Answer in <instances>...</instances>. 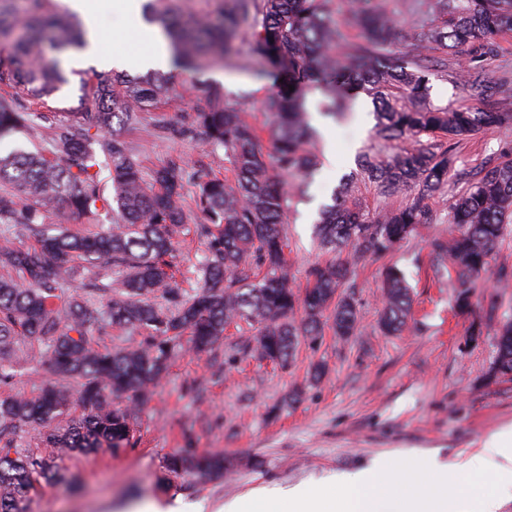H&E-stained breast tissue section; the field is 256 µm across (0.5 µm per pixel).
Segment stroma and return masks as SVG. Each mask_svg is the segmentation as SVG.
<instances>
[{"label": "stroma", "mask_w": 512, "mask_h": 512, "mask_svg": "<svg viewBox=\"0 0 512 512\" xmlns=\"http://www.w3.org/2000/svg\"><path fill=\"white\" fill-rule=\"evenodd\" d=\"M480 84L429 78L435 103L473 105L482 85L512 80V35L496 39ZM223 74L226 103L242 111L260 132L271 124L261 100L277 81L275 70L255 57L248 43L237 42L224 62L185 71L172 69L168 102L145 111L188 116L205 101L215 74ZM323 94L311 87L304 107L319 134L323 160L307 197H293L283 216L288 266L294 287L306 285L307 270L327 260L312 225L303 221L316 199H329L343 175L355 171L359 153L377 147V123L371 99L357 94L349 112L339 118L321 111ZM132 156L144 169L167 159L183 161L189 175H228L223 149L191 139H171L129 131ZM456 166L479 167L487 160H512V129H490L455 145ZM466 189L449 178L444 191L431 199L434 221L391 253L367 256L354 267L348 285L358 301L360 332L343 340L324 327L317 341L299 345L289 367L255 359L244 352L255 329L246 323L227 327L209 353H195L182 344L168 373L147 400L132 407L133 437L126 447L82 456L51 450L37 432L23 429L14 437L22 451L54 456L74 482L38 484L30 512H120L129 503L151 499L174 504L183 500L200 512H218L224 502L273 486H320L340 473H354L373 459H389L405 469L417 458L437 456L446 462L479 453L482 443L512 426V378H489L496 355L500 322L512 318V286L492 277L477 280L471 290L472 310L455 308L458 291L452 272L434 276L430 242L448 236L451 204ZM397 266L414 299L407 329L399 336L378 328L382 302L378 287L385 267ZM482 334L471 339V324ZM40 342L20 340L14 355L26 369L13 383L0 385V399L32 397L50 381L35 359ZM325 373L313 379L312 369ZM185 450L197 455L220 453L227 470L206 482L165 468L167 456Z\"/></svg>", "instance_id": "stroma-1"}]
</instances>
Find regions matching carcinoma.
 Returning <instances> with one entry per match:
<instances>
[{
  "label": "carcinoma",
  "mask_w": 512,
  "mask_h": 512,
  "mask_svg": "<svg viewBox=\"0 0 512 512\" xmlns=\"http://www.w3.org/2000/svg\"><path fill=\"white\" fill-rule=\"evenodd\" d=\"M350 17L361 36L348 40L338 18L337 0H215L217 22L185 19L179 0H148L145 19L164 25L177 62L188 69L222 61L236 40H248L252 53L281 68L284 88L269 92L261 106L275 125L270 150H263L257 129L225 103L214 86L191 122L165 114L153 127L170 137L200 139L224 149L233 178L196 183V233L207 239V254L196 268L200 286L190 294L179 286L181 273L174 240L190 231L182 205L186 168L170 160L143 172L128 142L113 129L118 119L128 128L142 125L143 112L168 98V78L148 72L133 78L98 75L92 99L76 108L49 112L48 101L70 80L62 54L86 46V32L54 7V0H0V91L11 104L0 107V136L18 126L47 130L48 148L16 147L0 154V348L19 338L45 345L40 364L48 372L78 382L81 414L69 416L65 388L46 386L39 396L0 399V512H27L30 493L40 480L63 481L66 474L51 461L15 448L13 436L30 428L46 443L78 454L130 442L131 413L112 403L115 393L144 397L167 372L181 339L207 352L231 322L257 327L251 353L285 365L300 338L321 334L331 312L336 336L359 332L354 297L336 296L350 265L366 254L381 256L411 237L421 224L433 223L428 200L448 183L451 148L437 142L442 134L463 139L492 128H512V108L498 101L512 92L502 82L484 90L481 107L434 103L427 76L435 70L454 77V57L464 47L512 33V0H407V19H394L392 0H352ZM357 85L377 106L376 136L392 146L406 137L414 144L392 154L365 152L357 158L358 176L389 194L407 187L416 193L398 208L369 213L341 190L321 205L320 244L345 260L315 264L298 294L290 279L280 224L288 208L283 176L310 183L319 159L307 145L315 133L303 109L302 94L321 88L327 113L347 111L340 91ZM294 90H289V86ZM104 156L99 162L98 155ZM108 171L100 179L98 166ZM459 178L470 187L452 203L455 230L431 241L434 266L450 263L459 291L456 306L471 308V283L491 274L502 287L512 283V265H491L494 252L512 224V161L498 162ZM48 213L95 222L91 235L72 236ZM36 244L19 243L22 237ZM95 271L84 287L93 294L112 292L109 271L120 274L117 295L92 307L74 298L58 305L59 291L73 263ZM379 328L401 332L412 310L404 273L384 270ZM301 313V320L294 315ZM102 321L140 335L127 348L94 347L91 325ZM512 373V321L498 331L490 375ZM173 473L203 477L224 474V456L167 459Z\"/></svg>",
  "instance_id": "carcinoma-1"
}]
</instances>
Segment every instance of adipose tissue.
I'll return each mask as SVG.
<instances>
[{
  "label": "adipose tissue",
  "mask_w": 512,
  "mask_h": 512,
  "mask_svg": "<svg viewBox=\"0 0 512 512\" xmlns=\"http://www.w3.org/2000/svg\"><path fill=\"white\" fill-rule=\"evenodd\" d=\"M482 458L498 480L477 498L466 491L454 498L419 492L414 472H395L389 461L379 459L362 471L339 477V492L262 488L226 503L224 512H271L277 500L289 503L290 512H499L504 500H512L511 427L485 443Z\"/></svg>",
  "instance_id": "1"
}]
</instances>
